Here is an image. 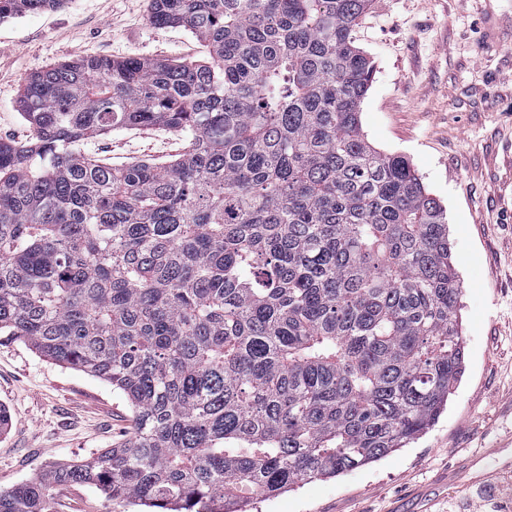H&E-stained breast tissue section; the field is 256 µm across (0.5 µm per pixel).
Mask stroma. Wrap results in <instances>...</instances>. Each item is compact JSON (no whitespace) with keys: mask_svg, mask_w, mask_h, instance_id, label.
Returning <instances> with one entry per match:
<instances>
[{"mask_svg":"<svg viewBox=\"0 0 512 512\" xmlns=\"http://www.w3.org/2000/svg\"><path fill=\"white\" fill-rule=\"evenodd\" d=\"M374 62L361 105L377 149L406 156L446 210L451 261L463 289L464 372L438 422L409 447L353 472L313 480L250 512H453L492 485L512 497V0H371L352 30ZM196 59L179 28L149 21L148 0H67L0 22V140L30 131L17 108L35 70L86 56ZM186 140L160 127L128 128L87 150L115 166L165 162ZM0 490L47 466L129 438L131 409L107 382L59 366L0 336ZM54 512H129L86 486L54 493Z\"/></svg>","mask_w":512,"mask_h":512,"instance_id":"1","label":"stroma"}]
</instances>
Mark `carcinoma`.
Segmentation results:
<instances>
[{
  "instance_id": "carcinoma-1",
  "label": "carcinoma",
  "mask_w": 512,
  "mask_h": 512,
  "mask_svg": "<svg viewBox=\"0 0 512 512\" xmlns=\"http://www.w3.org/2000/svg\"><path fill=\"white\" fill-rule=\"evenodd\" d=\"M370 0H149L201 60L34 71L0 142V334L112 385L131 437L0 490L53 512L83 485L148 512H246L414 442L463 375L445 209L376 150L355 46ZM65 0H0V20ZM166 127L114 167L87 143ZM187 145L183 137L161 127L128 128L91 141L87 150L112 166H121L143 160L169 161L183 153Z\"/></svg>"
}]
</instances>
